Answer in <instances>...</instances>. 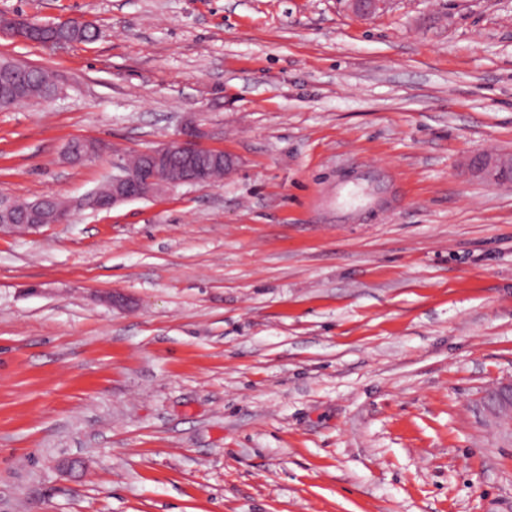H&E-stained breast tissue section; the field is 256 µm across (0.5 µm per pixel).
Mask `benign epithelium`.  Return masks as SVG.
I'll return each instance as SVG.
<instances>
[{
    "instance_id": "benign-epithelium-1",
    "label": "benign epithelium",
    "mask_w": 512,
    "mask_h": 512,
    "mask_svg": "<svg viewBox=\"0 0 512 512\" xmlns=\"http://www.w3.org/2000/svg\"><path fill=\"white\" fill-rule=\"evenodd\" d=\"M36 24L27 20H14L6 30L20 40L28 41ZM205 136L204 131L195 123L185 124L180 137L172 142L141 152V162L137 165L120 163L118 172L112 175V193L107 195L101 190L91 192L85 199V206L96 212H108L113 208L135 200L149 199L169 187L183 184L207 186L211 183L210 171L217 165L229 168V160L224 152L200 147L199 141ZM98 146L89 140L79 144L69 143L67 155L73 163H83L97 155ZM470 168L484 175L492 182L512 181V157L477 154L473 157ZM51 220H46V216ZM69 211L65 207L46 213V200L32 202L26 212L25 223L19 225L12 219L7 224H0V233L13 231L19 227L38 229L45 222L65 224ZM499 411L512 413V383L497 388L489 395Z\"/></svg>"
}]
</instances>
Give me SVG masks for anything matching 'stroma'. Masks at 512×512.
<instances>
[{"instance_id":"1","label":"stroma","mask_w":512,"mask_h":512,"mask_svg":"<svg viewBox=\"0 0 512 512\" xmlns=\"http://www.w3.org/2000/svg\"><path fill=\"white\" fill-rule=\"evenodd\" d=\"M0 512H512V0H0ZM233 170L84 198L186 118ZM100 145L74 164L72 139ZM120 293L114 306L107 293ZM99 37L98 29L92 26L83 28H59V29H46L43 37L33 38L32 42L47 45L48 41L64 39L67 42H86L93 41ZM65 41H57L49 43L48 45L62 47L67 44ZM15 71H25L28 76L24 84L23 104L47 98L56 92V83L48 71L8 59H0V85L3 81H10L9 76ZM470 168L484 175L491 182L512 181V157L508 155L492 157L487 154H477L473 157ZM31 202L26 203H17L15 204V212L16 215L22 213L25 211ZM46 200L45 199H38L34 202H32L26 212V216L24 218L25 223L24 224H17L14 217L11 218L8 224H3L1 222L0 224V233L4 231H13L17 228H24V229H38L46 224Z\"/></svg>"}]
</instances>
